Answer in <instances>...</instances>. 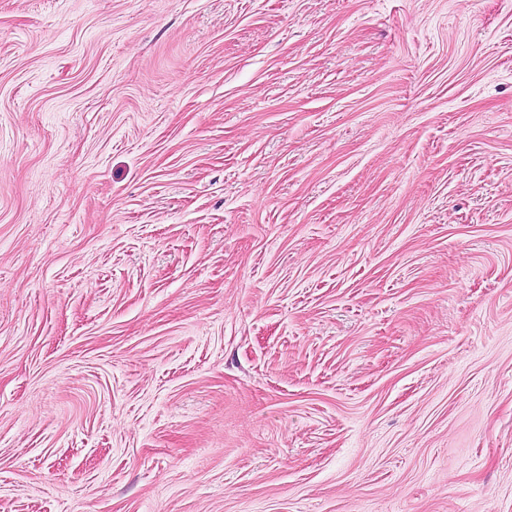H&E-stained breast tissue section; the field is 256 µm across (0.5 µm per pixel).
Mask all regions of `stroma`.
Listing matches in <instances>:
<instances>
[{"mask_svg": "<svg viewBox=\"0 0 512 512\" xmlns=\"http://www.w3.org/2000/svg\"><path fill=\"white\" fill-rule=\"evenodd\" d=\"M0 512H512V0H0Z\"/></svg>", "mask_w": 512, "mask_h": 512, "instance_id": "1", "label": "stroma"}]
</instances>
